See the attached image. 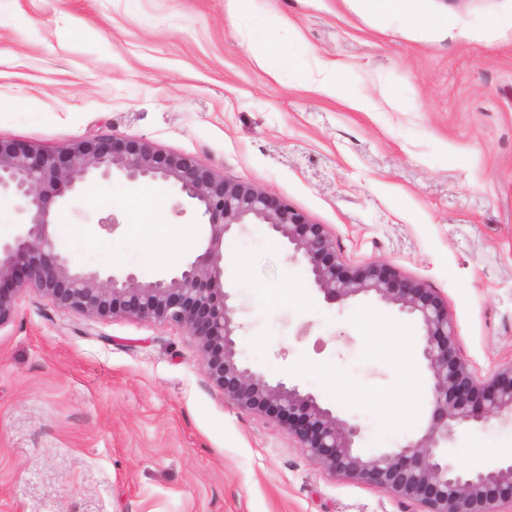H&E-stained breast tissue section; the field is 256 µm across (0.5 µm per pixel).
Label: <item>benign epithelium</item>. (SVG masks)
I'll return each mask as SVG.
<instances>
[{"label":"benign epithelium","instance_id":"7a95c632","mask_svg":"<svg viewBox=\"0 0 512 512\" xmlns=\"http://www.w3.org/2000/svg\"><path fill=\"white\" fill-rule=\"evenodd\" d=\"M115 173L131 183L174 188L205 219L203 251L178 272L149 281L133 272L103 277L61 255L50 232L52 206L68 202L90 178ZM0 194L28 215L10 239L0 241V328L12 322L17 297L28 289L91 318L183 328L196 339L206 372L224 399L278 421L327 474L415 503L419 512H501V506L512 505V462L461 474L445 451L463 426L512 424V363L477 380L457 352L448 300L424 282L403 276L386 261L348 266L325 225L311 222L287 201L140 138L101 134L55 151L0 139ZM242 224L267 225L327 304L375 298L417 323L432 406L419 439L365 454L357 446L360 424L299 385L271 383L241 361L237 308L224 290V238Z\"/></svg>","mask_w":512,"mask_h":512}]
</instances>
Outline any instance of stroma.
I'll return each mask as SVG.
<instances>
[{
    "mask_svg": "<svg viewBox=\"0 0 512 512\" xmlns=\"http://www.w3.org/2000/svg\"><path fill=\"white\" fill-rule=\"evenodd\" d=\"M423 19L384 20L358 0H0V137L53 151L100 133L198 157L327 225L345 261H388L448 300L456 346L478 379L512 363V0H418ZM448 14L439 29L427 16ZM278 42L271 65L253 44ZM332 62L370 109L304 90ZM55 209L59 250L79 268L142 279L202 252L195 211L175 216L157 183L160 236L128 226L136 184L94 178ZM114 212L113 234L97 219ZM244 359L314 393L363 429L374 453L420 436L428 381L403 400L370 314L372 298L328 305L266 225L226 237ZM292 289L295 302L277 297ZM313 325L297 340L299 322ZM343 378L332 396L315 374ZM416 418L392 430L382 407ZM512 426L472 425L448 448L458 472L505 460ZM0 512H416L323 472L276 422L225 401L182 328L90 319L23 292L0 328Z\"/></svg>",
    "mask_w": 512,
    "mask_h": 512,
    "instance_id": "35a3bbf8",
    "label": "stroma"
}]
</instances>
